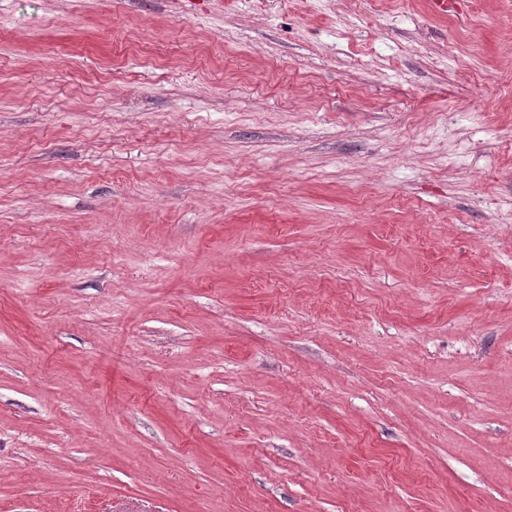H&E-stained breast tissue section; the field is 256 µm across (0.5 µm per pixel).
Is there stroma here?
I'll list each match as a JSON object with an SVG mask.
<instances>
[{
    "instance_id": "35a3bbf8",
    "label": "stroma",
    "mask_w": 512,
    "mask_h": 512,
    "mask_svg": "<svg viewBox=\"0 0 512 512\" xmlns=\"http://www.w3.org/2000/svg\"><path fill=\"white\" fill-rule=\"evenodd\" d=\"M0 0V512H512V0Z\"/></svg>"
}]
</instances>
